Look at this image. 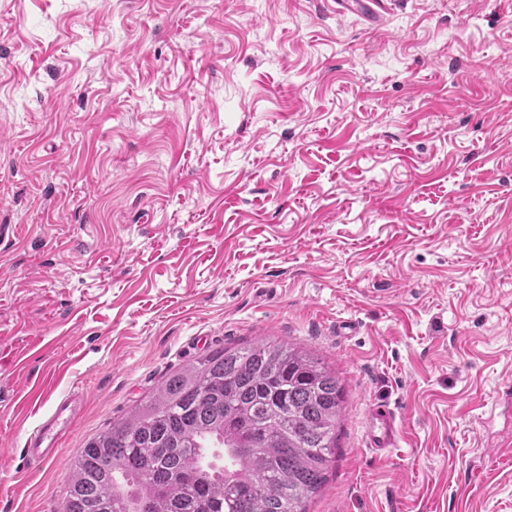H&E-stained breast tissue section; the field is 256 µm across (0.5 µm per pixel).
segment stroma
<instances>
[{"instance_id":"1","label":"stroma","mask_w":512,"mask_h":512,"mask_svg":"<svg viewBox=\"0 0 512 512\" xmlns=\"http://www.w3.org/2000/svg\"><path fill=\"white\" fill-rule=\"evenodd\" d=\"M1 224L0 512H60L90 438L258 342L343 387L308 512H512V0H0ZM386 0H336L345 12L363 16L368 21H374L379 15V9ZM83 399V394L73 392L57 400L52 413L27 435L26 446L33 459L44 462L60 457L63 439L75 426ZM401 426L395 411L386 403H376L364 422V446L376 456L389 454L399 447Z\"/></svg>"}]
</instances>
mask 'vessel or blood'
<instances>
[{"label": "vessel or blood", "mask_w": 512, "mask_h": 512, "mask_svg": "<svg viewBox=\"0 0 512 512\" xmlns=\"http://www.w3.org/2000/svg\"><path fill=\"white\" fill-rule=\"evenodd\" d=\"M385 0H336L344 11L375 20ZM84 396L74 392L56 401L51 414L45 417L27 436L30 456L40 462L58 459L62 442L73 429ZM401 426L395 411L385 403L372 405L364 422V446L382 456L397 448Z\"/></svg>", "instance_id": "vessel-or-blood-1"}]
</instances>
